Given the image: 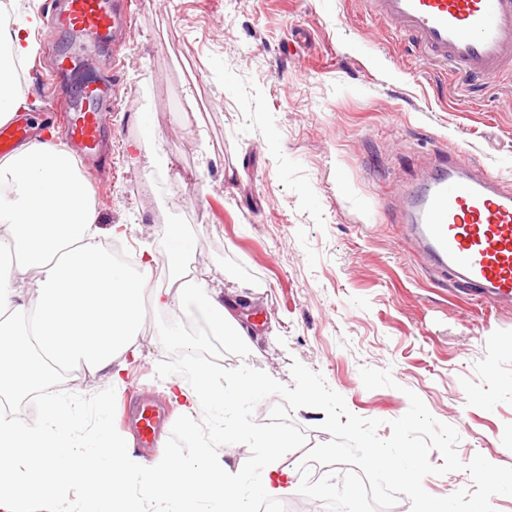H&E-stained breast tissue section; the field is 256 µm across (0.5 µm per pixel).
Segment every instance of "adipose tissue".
I'll return each mask as SVG.
<instances>
[{"mask_svg":"<svg viewBox=\"0 0 512 512\" xmlns=\"http://www.w3.org/2000/svg\"><path fill=\"white\" fill-rule=\"evenodd\" d=\"M32 47L31 27L0 29V123L23 106L14 74ZM91 190L72 154L41 140L0 158V397H41L30 423L0 415V512H250L244 482L228 481L224 460L207 448L153 459L133 455L107 416L87 424L82 401L57 398L60 371L83 367L120 385L128 359L141 352L152 313L184 314L202 301L219 335L246 344L219 288L150 287L151 260L118 262L101 229ZM33 279L25 294L19 283ZM194 383L171 382L186 413L206 412L220 442L234 435L224 415L252 384L226 389L223 371L193 366Z\"/></svg>","mask_w":512,"mask_h":512,"instance_id":"obj_1","label":"adipose tissue"}]
</instances>
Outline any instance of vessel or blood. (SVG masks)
<instances>
[{"label":"vessel or blood","mask_w":512,"mask_h":512,"mask_svg":"<svg viewBox=\"0 0 512 512\" xmlns=\"http://www.w3.org/2000/svg\"><path fill=\"white\" fill-rule=\"evenodd\" d=\"M367 14L407 35L425 58L449 66L463 79L494 80L512 73V0H363ZM123 0H54L49 31L75 35L69 55L53 58L46 93L60 99L56 120L80 164L98 162L106 117L100 107L112 97L105 82L89 80L78 93L67 90L72 57L85 43L109 50L111 68L122 58L115 47L132 19ZM21 118L0 124V154L27 140ZM408 234L430 266L451 274L481 303L512 304V188L455 148L442 149L420 194L406 204ZM163 417L153 400L132 411L137 443L157 445Z\"/></svg>","instance_id":"vessel-or-blood-1"}]
</instances>
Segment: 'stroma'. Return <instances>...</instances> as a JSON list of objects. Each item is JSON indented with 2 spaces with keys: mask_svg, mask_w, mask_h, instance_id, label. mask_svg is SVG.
Returning a JSON list of instances; mask_svg holds the SVG:
<instances>
[{
  "mask_svg": "<svg viewBox=\"0 0 512 512\" xmlns=\"http://www.w3.org/2000/svg\"><path fill=\"white\" fill-rule=\"evenodd\" d=\"M132 10L121 69L95 60L118 99L107 168L84 175L101 227L124 226L131 261L153 253L151 286L176 284L170 224L191 239L184 266L208 287L247 284L250 354L218 364L289 386L300 362L352 413L381 420L382 438L414 392L456 428L462 462L512 466V306L471 300L399 223L400 193L448 145L512 186V81L451 80L380 29L363 0H135ZM32 44L24 110L44 136L54 105L32 64L72 39L39 24ZM149 130L167 168L138 157ZM141 350L119 387L76 368L58 397L81 396L91 421L107 408L129 440L125 405L152 395L169 438L182 411L156 376L170 355L155 321ZM364 366L389 371L394 387L366 389Z\"/></svg>",
  "mask_w": 512,
  "mask_h": 512,
  "instance_id": "obj_1",
  "label": "stroma"
}]
</instances>
